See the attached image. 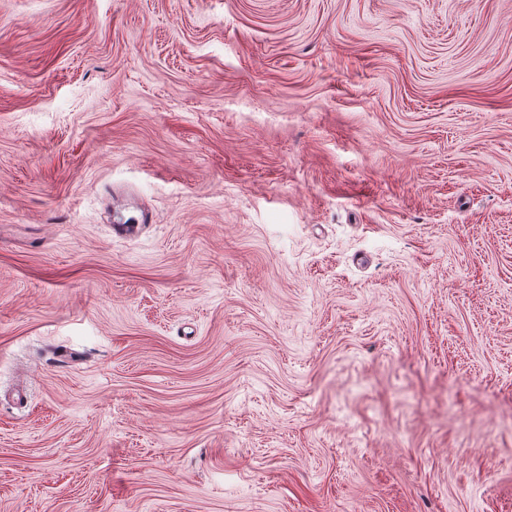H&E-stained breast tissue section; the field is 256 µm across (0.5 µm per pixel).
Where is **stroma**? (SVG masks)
I'll use <instances>...</instances> for the list:
<instances>
[{
  "instance_id": "1",
  "label": "stroma",
  "mask_w": 512,
  "mask_h": 512,
  "mask_svg": "<svg viewBox=\"0 0 512 512\" xmlns=\"http://www.w3.org/2000/svg\"><path fill=\"white\" fill-rule=\"evenodd\" d=\"M0 512H512V0H0Z\"/></svg>"
}]
</instances>
